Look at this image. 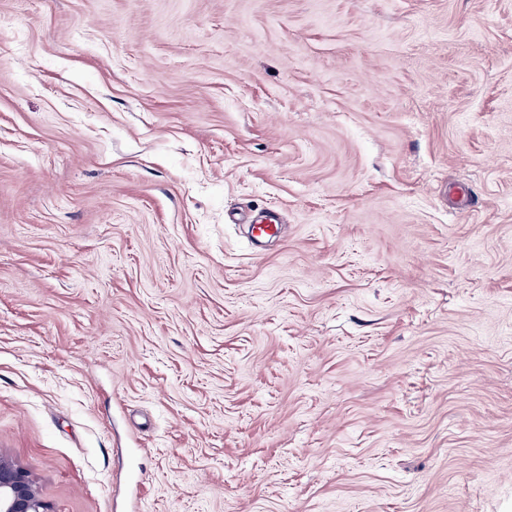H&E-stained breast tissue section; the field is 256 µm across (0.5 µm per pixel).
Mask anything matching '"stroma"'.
<instances>
[{
    "mask_svg": "<svg viewBox=\"0 0 512 512\" xmlns=\"http://www.w3.org/2000/svg\"><path fill=\"white\" fill-rule=\"evenodd\" d=\"M0 453L52 512H512V0H0Z\"/></svg>",
    "mask_w": 512,
    "mask_h": 512,
    "instance_id": "stroma-1",
    "label": "stroma"
}]
</instances>
